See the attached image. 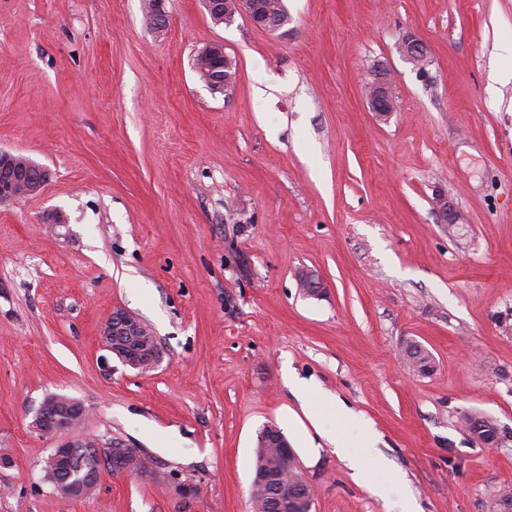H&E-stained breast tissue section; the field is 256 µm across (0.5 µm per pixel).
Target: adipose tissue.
<instances>
[{
	"instance_id": "adipose-tissue-1",
	"label": "adipose tissue",
	"mask_w": 512,
	"mask_h": 512,
	"mask_svg": "<svg viewBox=\"0 0 512 512\" xmlns=\"http://www.w3.org/2000/svg\"><path fill=\"white\" fill-rule=\"evenodd\" d=\"M288 386L298 405L283 407L278 421L298 458L312 467L325 450H332L358 484L385 501L388 512H420L416 501L405 496L401 481L387 486L373 481L371 470L380 462L375 454L379 434L370 421L344 400L323 391L315 379L294 375L289 377ZM323 407L335 414L338 427L320 426L319 410Z\"/></svg>"
}]
</instances>
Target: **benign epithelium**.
Listing matches in <instances>:
<instances>
[{
	"label": "benign epithelium",
	"instance_id": "benign-epithelium-1",
	"mask_svg": "<svg viewBox=\"0 0 512 512\" xmlns=\"http://www.w3.org/2000/svg\"><path fill=\"white\" fill-rule=\"evenodd\" d=\"M262 0H205V7L212 19L229 24L234 17H245L257 26L263 25L260 20ZM231 67V63L224 48L217 44L200 51L194 61V69L207 80L213 92H226L231 81L224 78V70ZM369 95L372 97V109L385 116L394 109V97L391 82L381 77L371 86ZM37 170L39 183L36 189H41L46 180L47 172L36 167L31 160H17L11 152H0V201L20 198L27 193L29 176L32 170ZM301 288L309 294L315 295L324 287L322 279L305 271L300 274ZM151 329L138 317L122 310L116 309L104 322L101 339L105 347L123 359L132 368L142 373L153 371L160 358L154 351V344L150 341ZM88 409L79 401L63 395H50L40 404L33 419V425L39 431L60 437L56 448L43 461V471L50 473L58 468L74 469V457L78 449L85 446L89 448H110L114 463L123 473L153 477L156 469L147 466L150 457L140 448H129L123 442L112 440L103 443L100 440L88 442L78 437L80 425L87 419ZM261 447L270 448L277 456L278 465L265 467L255 472L251 485V498L258 503L257 494L272 481H278L283 487L285 471L290 465L298 462L288 447L281 431L274 425H267L259 436ZM100 483V476L93 475L73 477L68 475L63 483L55 487L56 496L62 499L88 498L95 495ZM315 496V487L311 484L305 486L300 493L285 494L279 501V512H310Z\"/></svg>",
	"mask_w": 512,
	"mask_h": 512
}]
</instances>
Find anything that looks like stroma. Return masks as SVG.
Here are the masks:
<instances>
[{
	"instance_id": "35a3bbf8",
	"label": "stroma",
	"mask_w": 512,
	"mask_h": 512,
	"mask_svg": "<svg viewBox=\"0 0 512 512\" xmlns=\"http://www.w3.org/2000/svg\"><path fill=\"white\" fill-rule=\"evenodd\" d=\"M284 3L272 33L203 0H163L160 31L143 0H0V151L48 172L0 202V512H251L290 370L372 421L375 479L405 475L422 512L512 494V80L492 77L512 0ZM214 43L237 72L224 94L193 68ZM384 70L381 117L365 90ZM117 308L152 327V372L103 347ZM51 394L157 476L105 469L94 496L58 498L56 440L31 426ZM303 473L311 512H385L333 452Z\"/></svg>"
}]
</instances>
